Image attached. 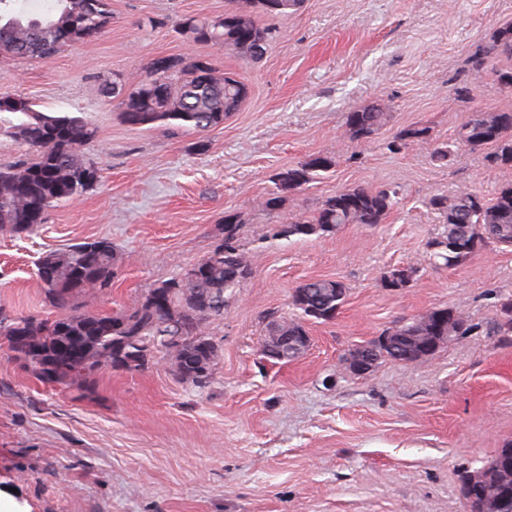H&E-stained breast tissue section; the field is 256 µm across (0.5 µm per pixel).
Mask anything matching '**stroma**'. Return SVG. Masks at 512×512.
<instances>
[{
	"instance_id": "35a3bbf8",
	"label": "stroma",
	"mask_w": 512,
	"mask_h": 512,
	"mask_svg": "<svg viewBox=\"0 0 512 512\" xmlns=\"http://www.w3.org/2000/svg\"><path fill=\"white\" fill-rule=\"evenodd\" d=\"M104 32L47 61L0 56V95L38 110L82 116L97 130L82 146L100 179L51 208L29 236L0 235V309L52 315L35 263L42 253L106 237L116 254L110 292L87 309H133L152 284L205 258L225 213L253 274L208 333L218 350L209 384L182 380L156 355L133 371L101 372L93 391L41 385L0 346V499L14 512H468L459 475L512 446V335L497 334L512 301V249L487 246L454 268L424 262L441 233L428 201L466 187L494 196L512 171L484 151L441 165L476 110H512V88L473 79L467 59L512 22V0H303L252 61L176 30L213 19L232 0H111ZM158 56L203 57L249 87L241 110L205 132L131 126L102 86L136 82ZM382 103L389 121L372 139L344 140L348 112ZM426 142L397 151L402 129ZM314 154L329 173L258 202L272 176ZM352 186L394 187L383 223L345 224L305 240L268 237L284 217L312 214ZM416 266L404 288L383 276ZM346 286L336 318L308 324L292 361L261 353L266 323L293 317L292 293L310 279ZM435 308L463 312L472 329L421 364L380 362L348 372V349Z\"/></svg>"
}]
</instances>
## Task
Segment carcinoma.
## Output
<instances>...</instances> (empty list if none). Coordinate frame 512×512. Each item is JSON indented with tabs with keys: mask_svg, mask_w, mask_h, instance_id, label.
Masks as SVG:
<instances>
[{
	"mask_svg": "<svg viewBox=\"0 0 512 512\" xmlns=\"http://www.w3.org/2000/svg\"><path fill=\"white\" fill-rule=\"evenodd\" d=\"M58 11L43 19L11 14L9 0H0V54L46 60L62 48L103 30L112 18L110 0H57ZM296 0H240L224 12L220 22L187 18L180 27L197 43L237 45L248 41L266 48L272 38L269 28L259 25L257 15L286 16ZM512 58V23L496 28L485 44L468 57L474 79L492 71L498 84L512 86V65L489 67L490 60ZM206 67L211 82L202 84L195 71ZM125 91L122 120L132 126L156 123L188 126L199 132L224 124L232 112L240 111L248 96L247 85L219 73L211 62L196 57L153 59L146 75L132 88L123 79L103 87L104 96L116 97L115 86ZM0 112L20 116L4 133L32 149L30 162L0 166V234L24 237L44 223L55 205L75 199L99 180L97 168L80 151L96 137V131L76 115L49 114L35 108L29 98L18 95ZM388 113L379 104L368 105L346 115L345 134L351 141L372 138L387 122ZM427 137L424 128H405L395 142L409 145ZM458 142L470 150L490 149L486 159L502 169H512V112L474 111L460 128ZM335 158L315 155L275 173L274 189L259 200L268 211L279 209L283 194L298 190L331 171ZM394 188L350 187L322 201L309 217H287L273 225L271 238L290 241L330 234L343 224H379L396 204ZM444 224V231L427 243L430 265L454 267L470 260L474 245L512 246V182L503 184L492 198L475 188H465L453 199L435 195L428 202ZM224 230L232 236L221 239L211 253L168 280L145 292L130 311L102 314L85 311L78 298L95 297L112 288L115 277L114 248L108 238L78 242L64 251L50 250L35 263L36 275L56 315L13 317L0 311V339L23 368L43 385L94 389L95 376L114 369L117 351L136 357L134 369L148 364L156 353L170 358L175 372L194 381L197 371L212 377L217 366V347L207 331L208 322L224 316L229 299L252 271L251 259L239 241V219L224 215ZM293 304L299 316L288 319V335L306 334L305 322H323L336 313L346 295L339 280L315 279L297 287ZM185 314L192 329L177 340L170 339L172 316ZM386 344L375 354V363L392 360L411 363L417 343L429 335L428 327L414 320L383 332ZM482 491L493 501L501 484L512 485V454L499 452L482 467Z\"/></svg>",
	"mask_w": 512,
	"mask_h": 512,
	"instance_id": "obj_1",
	"label": "carcinoma"
}]
</instances>
